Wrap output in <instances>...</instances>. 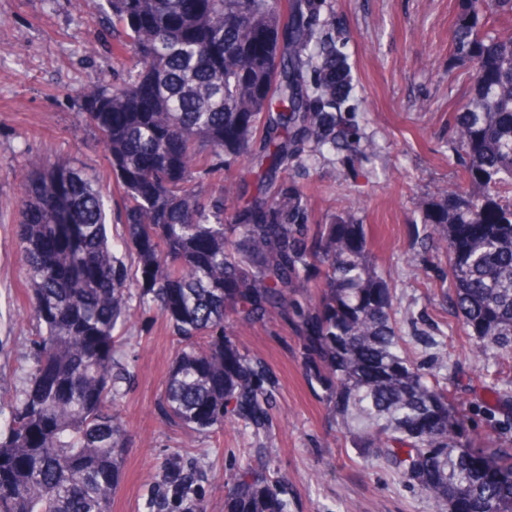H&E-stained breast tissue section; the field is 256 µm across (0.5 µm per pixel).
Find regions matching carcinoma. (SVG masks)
<instances>
[{"label":"carcinoma","mask_w":512,"mask_h":512,"mask_svg":"<svg viewBox=\"0 0 512 512\" xmlns=\"http://www.w3.org/2000/svg\"><path fill=\"white\" fill-rule=\"evenodd\" d=\"M127 77L84 95L119 200L66 163L36 159L16 227L39 329L26 385L0 430V512H111L128 430L116 358L130 301L154 305L183 347L166 383L187 435L269 424L265 364L225 326L291 325L302 366L352 447L383 457L447 512H512V442L478 454L440 380L396 332L364 227L315 218L290 171L307 152L360 142L353 75L331 0H107ZM512 0H460L450 61L471 67L449 119L461 183L423 203L448 260L462 324L512 359ZM216 160L211 194L193 187ZM248 164L252 184L224 171ZM478 185L473 195L466 185ZM135 270L114 251L108 211ZM224 512H288L278 481L247 465Z\"/></svg>","instance_id":"1"}]
</instances>
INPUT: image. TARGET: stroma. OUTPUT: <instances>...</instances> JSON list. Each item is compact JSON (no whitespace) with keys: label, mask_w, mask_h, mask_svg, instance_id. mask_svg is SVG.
<instances>
[{"label":"stroma","mask_w":512,"mask_h":512,"mask_svg":"<svg viewBox=\"0 0 512 512\" xmlns=\"http://www.w3.org/2000/svg\"><path fill=\"white\" fill-rule=\"evenodd\" d=\"M346 22L361 140L349 152L323 151L295 169L317 216L363 225L375 270L389 291L409 355L440 377L463 443L480 450L512 440L505 408L482 375L499 361L472 355L443 288L444 254L432 246L421 203L452 186L461 154L448 117L467 102L468 66L448 61L459 0H336ZM106 0H0V403L25 385L36 324L28 313L19 260L20 180L30 162H65L115 187L102 146L77 130L83 95L119 83ZM243 357L263 358L276 380L268 429L238 423L186 440L164 414L168 372L180 346L153 308L137 309L119 357L129 372L118 411L131 439L112 512H224V488L249 461L263 464L289 512H441L383 459L352 448L323 389L308 382L301 343L282 323L233 329Z\"/></svg>","instance_id":"35a3bbf8"}]
</instances>
